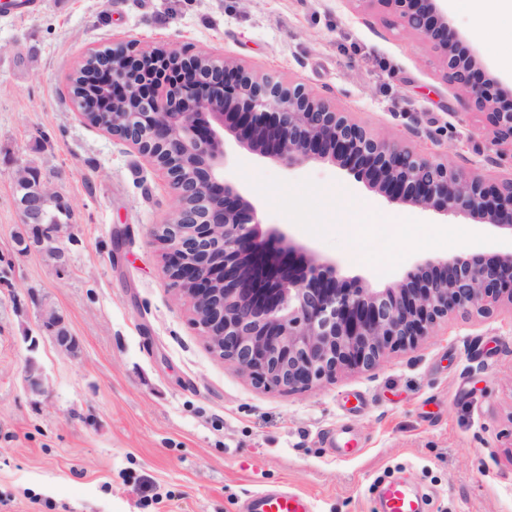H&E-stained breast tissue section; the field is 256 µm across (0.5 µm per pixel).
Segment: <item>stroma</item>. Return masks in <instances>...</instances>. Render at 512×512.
Returning <instances> with one entry per match:
<instances>
[{
	"label": "stroma",
	"mask_w": 512,
	"mask_h": 512,
	"mask_svg": "<svg viewBox=\"0 0 512 512\" xmlns=\"http://www.w3.org/2000/svg\"><path fill=\"white\" fill-rule=\"evenodd\" d=\"M456 26L512 101L485 35L494 16L449 0ZM129 43L225 57L297 81L372 133L497 181V143L440 55L377 0H41L0 10V512H240L285 485L315 512H376L393 474L427 512H512V307L442 319L432 336L303 392L265 389L209 349L164 273L166 174L83 120L69 78L86 50ZM31 165L66 200L61 256L19 250L14 174ZM228 171L291 245L383 288L445 218L388 202L331 163L284 168L244 149ZM418 224L419 239L403 225ZM76 347L40 327L31 296ZM35 362L42 391L31 390ZM351 449L346 460L336 451Z\"/></svg>",
	"instance_id": "stroma-1"
}]
</instances>
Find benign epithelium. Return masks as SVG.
Here are the masks:
<instances>
[{
  "label": "benign epithelium",
  "mask_w": 512,
  "mask_h": 512,
  "mask_svg": "<svg viewBox=\"0 0 512 512\" xmlns=\"http://www.w3.org/2000/svg\"><path fill=\"white\" fill-rule=\"evenodd\" d=\"M438 51L448 78L467 90L498 142H512V104L480 78L476 55L460 48L463 33L448 0H375ZM98 58L112 109L82 102L94 127L134 146L163 170L174 192L171 220L156 232L165 273L189 299L210 349L254 384L307 391L343 368L371 370L387 351L416 345L438 320L487 316L512 307V174L495 183L421 157L337 112L301 83L258 76L224 58L176 49L148 53L118 45ZM238 145L287 168L331 162L367 182L390 202L470 218L501 230L505 251L494 260L430 255L407 278L386 288L347 279L333 261L295 247L274 249L260 231L255 205L224 177V133ZM15 184L27 246L56 257L63 224L45 222L44 206L64 199L34 168ZM41 328L70 348L56 309L34 299Z\"/></svg>",
  "instance_id": "7a95c632"
}]
</instances>
